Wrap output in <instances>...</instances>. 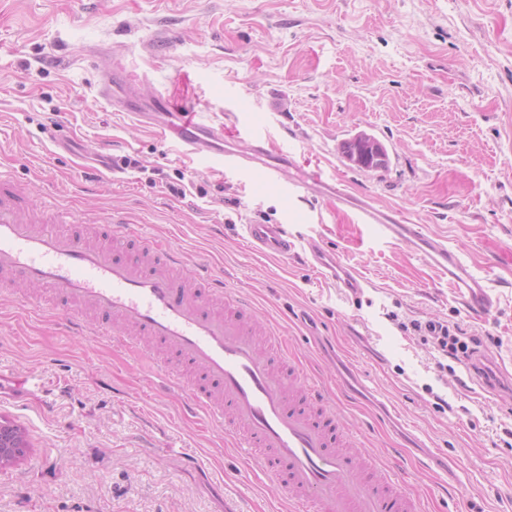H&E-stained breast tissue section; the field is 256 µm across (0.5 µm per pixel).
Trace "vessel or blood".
I'll return each instance as SVG.
<instances>
[{"label": "vessel or blood", "instance_id": "vessel-or-blood-1", "mask_svg": "<svg viewBox=\"0 0 512 512\" xmlns=\"http://www.w3.org/2000/svg\"><path fill=\"white\" fill-rule=\"evenodd\" d=\"M134 80L121 63L104 74L102 93L115 111L175 136L186 153L204 149L226 168L259 172L286 193L322 190L358 223L411 248L447 277L456 299L471 313L496 310L499 300L490 278L442 238L346 192L320 165L303 169L300 180H285L291 161L263 135H254L247 150L226 148L223 125L202 121L190 109L170 111L164 93L144 104L132 91ZM27 209L26 193L0 176V271L94 310L96 335L121 337L131 350L137 337H149L193 368L198 378L187 385L166 363L156 365L165 385L187 387L191 405L223 427L241 454L282 488L294 512H417L416 498L399 478H380L375 455L349 447L342 419L322 390L301 369L289 366L285 339L269 330L265 343L256 342L250 306L229 295L222 278L203 266L184 280L182 253L144 237L121 216L104 219L107 245L89 246L78 237L34 227ZM246 234L261 254L284 258L295 246L284 224H250ZM308 248L322 278L349 294L361 293L362 277L336 252L315 238ZM482 359L490 368L484 382L491 391L512 386V372L495 369L492 351Z\"/></svg>", "mask_w": 512, "mask_h": 512}]
</instances>
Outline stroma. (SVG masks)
<instances>
[{"label":"stroma","instance_id":"35a3bbf8","mask_svg":"<svg viewBox=\"0 0 512 512\" xmlns=\"http://www.w3.org/2000/svg\"><path fill=\"white\" fill-rule=\"evenodd\" d=\"M159 34L174 50H145ZM117 52L143 73L142 97L192 100L228 146L265 130L296 167L320 163L447 240L489 272L497 310L470 314L418 255L323 193L285 196L113 111L99 79ZM363 132L387 167L342 156ZM0 171L32 214L68 208L69 233L104 239L116 213L180 249L186 271L208 262L253 305L255 330L288 332L290 360L334 396L359 447L421 492V512H512L499 442L512 392L489 400L467 366L440 369L403 328L459 324L512 368V0H0ZM256 222L287 225L291 254L252 251ZM312 237L362 273L361 295L317 276ZM69 309L0 277V418L28 443L0 467V512H289L223 428L161 386L152 345L136 358L68 333Z\"/></svg>","mask_w":512,"mask_h":512}]
</instances>
